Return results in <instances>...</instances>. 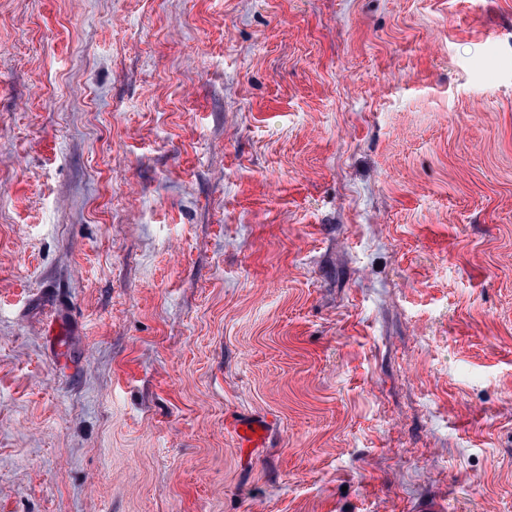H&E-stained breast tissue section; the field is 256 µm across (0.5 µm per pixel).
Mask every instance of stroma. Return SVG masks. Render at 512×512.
Here are the masks:
<instances>
[{"mask_svg": "<svg viewBox=\"0 0 512 512\" xmlns=\"http://www.w3.org/2000/svg\"><path fill=\"white\" fill-rule=\"evenodd\" d=\"M0 512H512V0H0ZM266 420L246 416L236 421L237 446L243 454L249 453L253 448H263L266 438Z\"/></svg>", "mask_w": 512, "mask_h": 512, "instance_id": "35a3bbf8", "label": "stroma"}]
</instances>
